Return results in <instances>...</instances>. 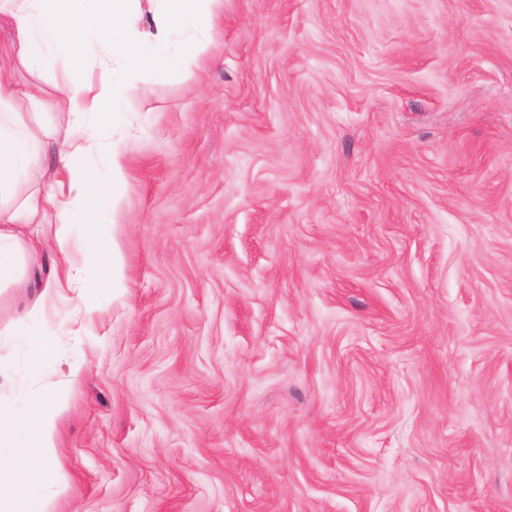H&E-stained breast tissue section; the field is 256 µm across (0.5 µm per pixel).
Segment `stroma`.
Returning <instances> with one entry per match:
<instances>
[{
    "label": "stroma",
    "instance_id": "stroma-1",
    "mask_svg": "<svg viewBox=\"0 0 512 512\" xmlns=\"http://www.w3.org/2000/svg\"><path fill=\"white\" fill-rule=\"evenodd\" d=\"M191 76L131 83L124 288L52 372L82 376L52 512H512V0H223ZM0 80L49 99L100 77ZM0 292V331L77 228Z\"/></svg>",
    "mask_w": 512,
    "mask_h": 512
}]
</instances>
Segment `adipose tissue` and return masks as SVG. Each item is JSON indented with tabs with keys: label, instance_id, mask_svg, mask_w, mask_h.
I'll use <instances>...</instances> for the list:
<instances>
[{
	"label": "adipose tissue",
	"instance_id": "adipose-tissue-1",
	"mask_svg": "<svg viewBox=\"0 0 512 512\" xmlns=\"http://www.w3.org/2000/svg\"><path fill=\"white\" fill-rule=\"evenodd\" d=\"M222 0H0V17L12 24L17 51L32 71L52 70L57 55L82 61L86 35L102 50L105 74L98 87H64L56 102L40 88L15 93L0 83V272L22 274L43 251L41 227L47 216L58 223H80L85 235L65 265L53 267L41 282L33 308L18 313L27 327L23 360L29 372L43 373L51 362L45 341L48 301L65 290L86 287V267L96 271L95 287L119 288L124 261L108 222L119 210L127 174L119 146L99 141L90 116L119 105L129 77L152 85L165 75H191L213 41L212 18ZM52 113L65 136L57 146L58 164L50 180L39 166L48 149L27 117ZM108 157V173L91 183L84 162L92 151ZM40 179L22 199L20 179ZM64 408L58 391L28 396L19 407L0 399V512H46L30 489H61L56 418Z\"/></svg>",
	"mask_w": 512,
	"mask_h": 512
}]
</instances>
